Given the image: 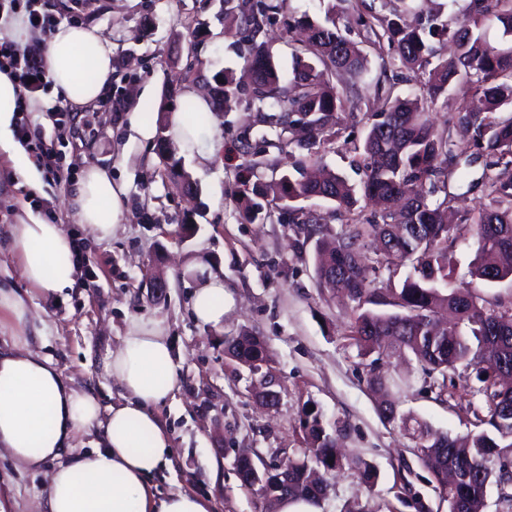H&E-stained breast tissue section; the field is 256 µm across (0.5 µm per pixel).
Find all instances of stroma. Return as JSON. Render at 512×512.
Returning a JSON list of instances; mask_svg holds the SVG:
<instances>
[{
	"mask_svg": "<svg viewBox=\"0 0 512 512\" xmlns=\"http://www.w3.org/2000/svg\"><path fill=\"white\" fill-rule=\"evenodd\" d=\"M26 0L0 6V25H19L18 36L0 39V48L43 51L64 22L101 30L112 42V87L98 110L75 111L42 78L15 103L16 124L40 133L43 155L22 143L0 152V286L28 297L26 333L35 350L50 357L66 379L97 397L102 406L121 399L119 387L102 370L109 347L132 319L162 321L180 357L179 390L158 412L174 441L171 465L158 474L160 491L173 485L210 498L214 512H266L265 500L242 486L233 467L246 453L278 464L305 445L306 411L321 415L328 433L338 436L346 456L372 463L374 485L343 469L328 479L320 512H448L429 471L416 457L414 443L398 423L379 413L368 377L371 357L362 355L350 333L352 305L331 289L319 287L314 242L299 225L282 221L273 202L264 217L249 220L239 203L237 176L246 152L269 161L282 158L280 147L265 142L257 114L237 108L215 115L204 142L214 155L208 165L184 156L185 170L197 182V200H187L159 156L158 139H144L137 124L158 126L168 120L164 100L179 101L189 90L206 93L216 73L241 76L252 47L250 31L229 35L236 23L230 0H34L42 17L28 18ZM398 0H283L266 27L265 39L281 74L292 71V17L324 21L336 9L339 27L358 30L369 12L389 13ZM365 68L351 76L367 96L366 113L342 115L341 139L350 148L324 154L331 169L351 182L363 173L351 165L353 145L362 143L367 112L382 107L379 83L392 96L416 92L403 81V68L387 50L364 46ZM112 171L126 185V212L113 237L93 239L78 224L67 203L90 166ZM42 221L62 225L81 246L74 287L45 293L21 277L11 246V227ZM193 224L191 237L181 227ZM223 272L235 305L222 331L196 324L190 296L201 269ZM170 284L166 300L156 301L146 286L154 274ZM248 334L265 344L269 370L279 379L280 399L269 410L255 397L257 378L225 356L224 339ZM390 371L416 377L414 388L398 399L400 412L453 436L475 428L480 407L473 368L458 365L448 374V392L437 398L426 388L412 354L392 360ZM47 473L20 472L9 456L0 457V492L10 512H30L29 502L43 495Z\"/></svg>",
	"mask_w": 512,
	"mask_h": 512,
	"instance_id": "obj_1",
	"label": "stroma"
}]
</instances>
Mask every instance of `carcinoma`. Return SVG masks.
<instances>
[{"label": "carcinoma", "mask_w": 512, "mask_h": 512, "mask_svg": "<svg viewBox=\"0 0 512 512\" xmlns=\"http://www.w3.org/2000/svg\"><path fill=\"white\" fill-rule=\"evenodd\" d=\"M240 21L257 34L269 24L279 4L275 0H240ZM498 22L503 35L512 36V0H465L460 17L441 20L438 13L420 14L415 24L401 21L399 12L372 14L362 20L363 38L380 48L419 79V92L405 98L385 97V107L370 116L362 146L354 148L363 170L360 187L332 170L311 179L306 168L319 163L334 149L339 113L349 102L351 90L337 89L320 79L317 68L358 73L366 57L359 42L336 26V4L325 22L303 15L294 25L307 32V40L294 51L291 77L283 81L272 56L260 46L252 49L249 81L224 76V101L214 111H232L243 105L268 113L267 123L278 141L291 135L303 154H288V169L261 189L251 183L261 168L278 167L265 159L250 161L239 174L240 205L249 219H256L260 195L288 198V223L304 224L307 235L316 234V271H336V287L355 303L350 333L365 355L375 361L388 357L384 345L393 338L410 350L429 388L437 397L447 392L448 371L464 363L475 367L490 426L452 437L439 433L413 417L398 413L395 390L404 378L382 370L371 372L370 385L386 391L380 413L389 422L400 421L415 441L416 456L432 474L447 501L448 512H485L489 488L512 510V390L497 385L501 372L512 371V303L485 300L468 283L452 285L450 249L465 235L476 239L471 277L483 284L512 279V116L498 112L512 104V47L488 42L487 25ZM451 43L453 55L438 57L434 43ZM457 89L461 96L439 130L426 117L441 96ZM466 140L465 158L455 151L451 131ZM481 165L486 202L476 212L465 211L455 224L444 217L448 199L435 196L457 174L460 164ZM324 200L337 210L353 211L360 202L371 206L369 217L348 224L342 233L322 230L323 217L303 206ZM412 262L413 272L399 286H382L362 277L364 264L374 273L391 270L402 259ZM264 355V345L254 336L224 340V353L239 356L238 348ZM303 427L307 447L277 466L258 469L257 489L271 502L288 497H308L316 502L326 494L325 479L312 478L344 466L354 469L368 484L377 478L375 467L363 459H342L332 452L333 437L320 415L309 411Z\"/></svg>", "instance_id": "carcinoma-1"}]
</instances>
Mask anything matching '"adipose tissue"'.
Wrapping results in <instances>:
<instances>
[{
    "label": "adipose tissue",
    "instance_id": "adipose-tissue-1",
    "mask_svg": "<svg viewBox=\"0 0 512 512\" xmlns=\"http://www.w3.org/2000/svg\"><path fill=\"white\" fill-rule=\"evenodd\" d=\"M44 64L56 92L75 108L94 107L112 79V43L97 28L63 24L44 49ZM193 110L173 113L170 135L181 150L211 161L201 133L213 114L207 98L190 91ZM126 191L110 171L89 167L71 205L79 224L97 240L113 237L125 213ZM23 279L30 287L58 293L72 287L78 252L61 225L16 224L12 230ZM235 304L224 278L207 273L191 295L196 322L220 330ZM179 365L160 321L132 322L109 352L104 371L122 391L120 403L104 407L91 393L67 381L51 358L13 336L0 349V449L25 470L50 467L39 512H212L210 502L175 488L160 494L151 478L167 468L173 441L156 409L178 388ZM94 436L92 447L75 441Z\"/></svg>",
    "mask_w": 512,
    "mask_h": 512
}]
</instances>
